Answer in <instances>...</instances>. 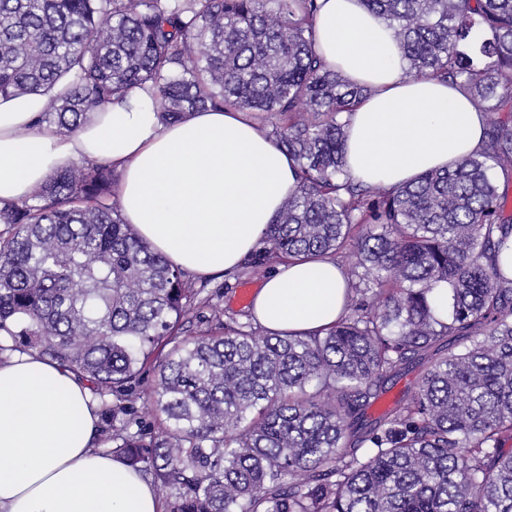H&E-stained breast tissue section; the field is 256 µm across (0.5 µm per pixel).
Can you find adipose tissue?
<instances>
[{"label":"adipose tissue","instance_id":"adipose-tissue-1","mask_svg":"<svg viewBox=\"0 0 512 512\" xmlns=\"http://www.w3.org/2000/svg\"><path fill=\"white\" fill-rule=\"evenodd\" d=\"M318 53L365 98L349 115L346 167L370 186L399 187L454 166L483 145L486 116L458 86L407 72L386 22L362 0H320ZM38 95L0 99V205L28 198L56 169L108 161L126 223L177 268L230 271L257 251L299 188L295 160L246 113H191L161 123L151 92L96 114L76 133L38 124ZM345 269L327 257L278 262L256 290L255 324L313 334L346 304ZM84 406L73 425V404ZM87 387L38 354L0 364V512H165L144 477L98 451Z\"/></svg>","mask_w":512,"mask_h":512}]
</instances>
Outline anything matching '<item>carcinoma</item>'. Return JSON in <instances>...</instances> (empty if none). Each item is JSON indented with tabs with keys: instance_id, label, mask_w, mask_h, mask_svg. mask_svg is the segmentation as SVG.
<instances>
[{
	"instance_id": "1",
	"label": "carcinoma",
	"mask_w": 512,
	"mask_h": 512,
	"mask_svg": "<svg viewBox=\"0 0 512 512\" xmlns=\"http://www.w3.org/2000/svg\"><path fill=\"white\" fill-rule=\"evenodd\" d=\"M363 2L408 73L485 112L477 154L398 188L353 181L345 114L367 90L317 53L318 0H0V98L46 97L37 123L67 133L136 87L164 123L247 112L300 179L253 272L354 244L326 332L175 342L146 389L155 431L132 398L194 292L123 221L112 165L55 170L0 207V361L36 352L86 385L97 449L151 474L167 512H512V213L494 176L512 167V0Z\"/></svg>"
}]
</instances>
